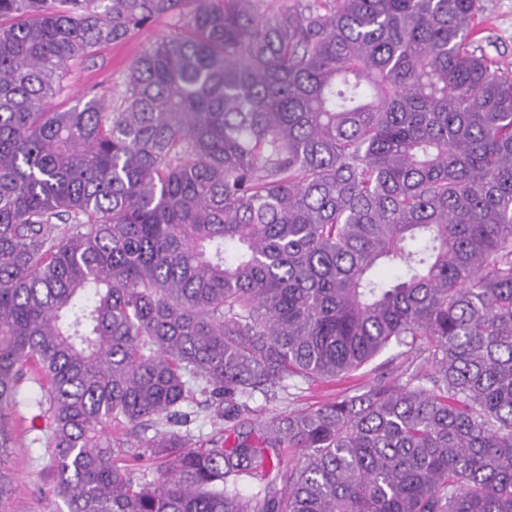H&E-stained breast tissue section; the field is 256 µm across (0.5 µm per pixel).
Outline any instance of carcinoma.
Instances as JSON below:
<instances>
[{"instance_id": "1", "label": "carcinoma", "mask_w": 512, "mask_h": 512, "mask_svg": "<svg viewBox=\"0 0 512 512\" xmlns=\"http://www.w3.org/2000/svg\"><path fill=\"white\" fill-rule=\"evenodd\" d=\"M480 9L0 0V458L29 382L66 512H512V71ZM175 13L112 103L48 107ZM396 347L432 371L161 431L149 479L102 433L187 423L188 376L231 423Z\"/></svg>"}]
</instances>
